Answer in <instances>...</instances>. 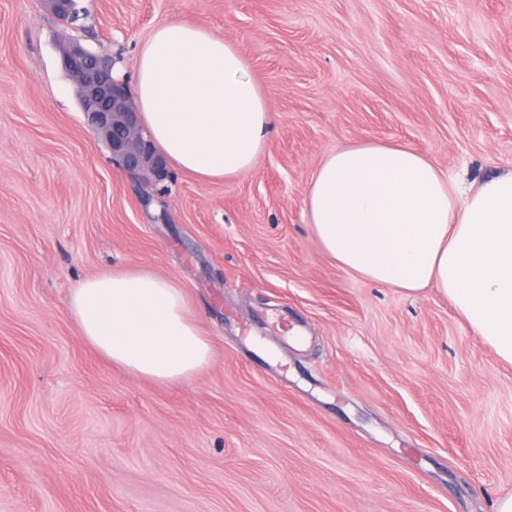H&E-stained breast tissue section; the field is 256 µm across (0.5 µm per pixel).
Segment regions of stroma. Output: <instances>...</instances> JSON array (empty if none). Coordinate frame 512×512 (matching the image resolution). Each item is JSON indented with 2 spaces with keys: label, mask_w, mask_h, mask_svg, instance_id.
Here are the masks:
<instances>
[{
  "label": "stroma",
  "mask_w": 512,
  "mask_h": 512,
  "mask_svg": "<svg viewBox=\"0 0 512 512\" xmlns=\"http://www.w3.org/2000/svg\"><path fill=\"white\" fill-rule=\"evenodd\" d=\"M80 3L81 28L0 0V512H493L512 366L435 289L338 265L305 194L358 140L467 184L512 170V0ZM170 19L233 43L266 94L235 178L118 169L62 68L76 40L132 84ZM138 266L211 342L192 380L128 375L78 333L72 289Z\"/></svg>",
  "instance_id": "stroma-1"
}]
</instances>
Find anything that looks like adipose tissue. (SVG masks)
I'll return each instance as SVG.
<instances>
[{"mask_svg":"<svg viewBox=\"0 0 512 512\" xmlns=\"http://www.w3.org/2000/svg\"><path fill=\"white\" fill-rule=\"evenodd\" d=\"M135 78L141 123L180 170L230 179L263 152L265 94L236 47L209 29L178 19L156 26ZM305 205L341 267L407 293L436 288L512 364V170L464 189L405 146L356 141L321 161ZM69 311L83 341L131 375L187 381L210 363L183 289L152 270L87 278Z\"/></svg>","mask_w":512,"mask_h":512,"instance_id":"1","label":"adipose tissue"}]
</instances>
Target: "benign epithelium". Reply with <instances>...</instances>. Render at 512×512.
Returning <instances> with one entry per match:
<instances>
[{
	"label": "benign epithelium",
	"instance_id": "7a95c632",
	"mask_svg": "<svg viewBox=\"0 0 512 512\" xmlns=\"http://www.w3.org/2000/svg\"><path fill=\"white\" fill-rule=\"evenodd\" d=\"M46 3L61 19L76 18L75 0ZM62 63L79 88L83 112L103 137L112 160L131 174L147 169L162 177L164 161L152 153L149 141L143 137L138 112L129 104L127 87L112 75V60L71 42L62 49Z\"/></svg>",
	"mask_w": 512,
	"mask_h": 512
}]
</instances>
